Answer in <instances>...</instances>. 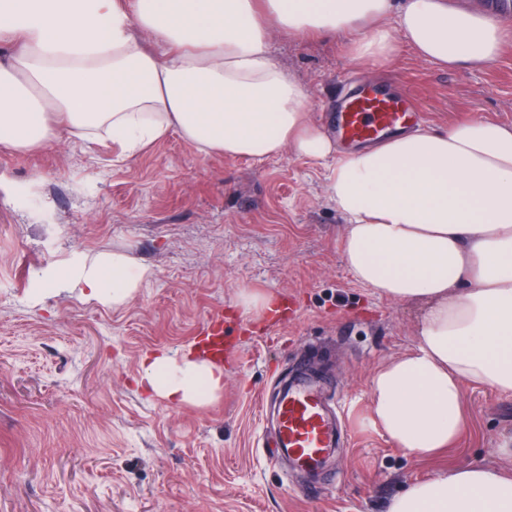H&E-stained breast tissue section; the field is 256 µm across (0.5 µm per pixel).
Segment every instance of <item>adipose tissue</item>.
I'll list each match as a JSON object with an SVG mask.
<instances>
[{"label":"adipose tissue","mask_w":512,"mask_h":512,"mask_svg":"<svg viewBox=\"0 0 512 512\" xmlns=\"http://www.w3.org/2000/svg\"><path fill=\"white\" fill-rule=\"evenodd\" d=\"M277 30L346 36L351 59L374 69L402 43L445 69L483 66L512 37L511 24L448 0H0V145L40 149L62 122L77 136L105 131L125 158L174 130L206 155L329 162L353 279L428 303L415 347L371 378L370 421L433 457L466 427L465 385L512 397V126L466 120L340 151L274 62ZM144 276L116 256L55 285L122 304ZM138 386L204 403L224 378L193 352H153ZM387 512H512V477L455 467L410 484Z\"/></svg>","instance_id":"obj_1"}]
</instances>
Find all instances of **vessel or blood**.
I'll return each instance as SVG.
<instances>
[{"instance_id": "vessel-or-blood-1", "label": "vessel or blood", "mask_w": 512, "mask_h": 512, "mask_svg": "<svg viewBox=\"0 0 512 512\" xmlns=\"http://www.w3.org/2000/svg\"><path fill=\"white\" fill-rule=\"evenodd\" d=\"M412 117L410 100L363 89L345 98L334 121L342 139L364 143L406 127ZM273 418L274 431L261 442L267 458L303 476V483L295 488L297 494L314 496L326 461L340 444L345 428L320 373L304 367L285 380L273 406Z\"/></svg>"}]
</instances>
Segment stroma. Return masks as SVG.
<instances>
[{
  "label": "stroma",
  "mask_w": 512,
  "mask_h": 512,
  "mask_svg": "<svg viewBox=\"0 0 512 512\" xmlns=\"http://www.w3.org/2000/svg\"><path fill=\"white\" fill-rule=\"evenodd\" d=\"M270 47L323 127L329 107L367 87L415 98L417 123L433 130L512 125V40L494 62L455 70L402 43L380 74L340 36L277 31ZM325 173L289 151L261 164L206 157L175 131L127 161L102 131L61 128L28 153L0 147V512H386L411 482L451 467L512 472L498 454L512 399L481 385L465 387L468 427L438 458L408 456L372 426L370 378L414 347L422 304L352 278ZM112 254L147 271L130 302L51 287ZM245 293L270 296L285 319L244 314ZM217 313L228 344L219 396H142V356L181 354ZM310 343L335 354L352 440L330 457L335 486L304 499L261 455L258 393Z\"/></svg>",
  "instance_id": "obj_1"
}]
</instances>
